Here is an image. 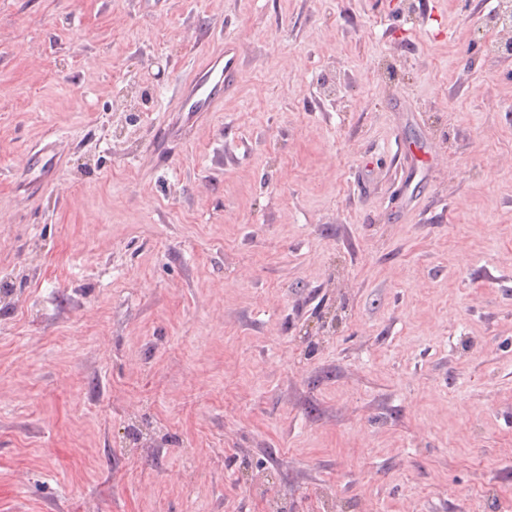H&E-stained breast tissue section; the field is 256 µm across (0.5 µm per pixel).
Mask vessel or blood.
Masks as SVG:
<instances>
[{
    "mask_svg": "<svg viewBox=\"0 0 512 512\" xmlns=\"http://www.w3.org/2000/svg\"><path fill=\"white\" fill-rule=\"evenodd\" d=\"M238 67L239 45L235 38H225L223 50L216 53L205 68L194 72L179 88L175 99L176 111H217L223 105L225 96L236 88ZM53 159L49 149H39L27 160L28 174L32 175L34 181H41L51 168Z\"/></svg>",
    "mask_w": 512,
    "mask_h": 512,
    "instance_id": "1",
    "label": "vessel or blood"
}]
</instances>
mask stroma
Wrapping results in <instances>:
<instances>
[{
    "mask_svg": "<svg viewBox=\"0 0 512 512\" xmlns=\"http://www.w3.org/2000/svg\"><path fill=\"white\" fill-rule=\"evenodd\" d=\"M144 2L0 0V512H512L501 0ZM239 59L238 42L225 37L224 49L179 88L174 112H216L224 104V96L236 89ZM55 155L43 147L34 152L27 160L26 167L29 175H34L29 183L40 182L45 173L51 168Z\"/></svg>",
    "mask_w": 512,
    "mask_h": 512,
    "instance_id": "obj_1",
    "label": "stroma"
}]
</instances>
